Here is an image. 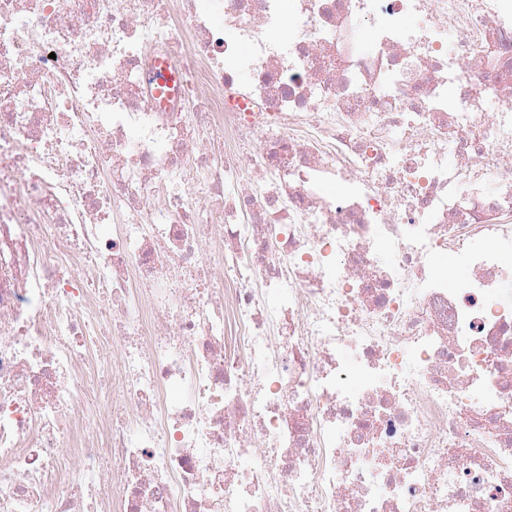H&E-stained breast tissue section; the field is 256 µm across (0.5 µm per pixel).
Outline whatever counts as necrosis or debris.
Here are the masks:
<instances>
[{"label": "necrosis or debris", "instance_id": "4bbe7bcc", "mask_svg": "<svg viewBox=\"0 0 512 512\" xmlns=\"http://www.w3.org/2000/svg\"><path fill=\"white\" fill-rule=\"evenodd\" d=\"M508 503L512 0H0V512Z\"/></svg>", "mask_w": 512, "mask_h": 512}]
</instances>
